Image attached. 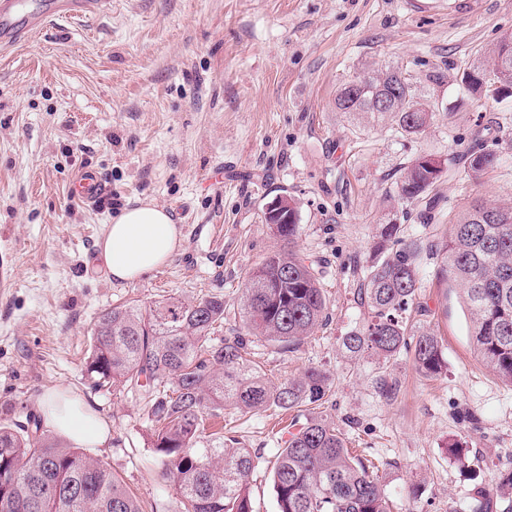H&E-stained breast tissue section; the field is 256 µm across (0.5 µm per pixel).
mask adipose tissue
Here are the masks:
<instances>
[{
	"instance_id": "obj_1",
	"label": "adipose tissue",
	"mask_w": 512,
	"mask_h": 512,
	"mask_svg": "<svg viewBox=\"0 0 512 512\" xmlns=\"http://www.w3.org/2000/svg\"><path fill=\"white\" fill-rule=\"evenodd\" d=\"M180 231L165 208L143 204L117 213L98 247L108 274L132 282L165 265L179 246ZM40 411L51 433L80 448L109 445L112 431L82 396L56 387L40 399Z\"/></svg>"
}]
</instances>
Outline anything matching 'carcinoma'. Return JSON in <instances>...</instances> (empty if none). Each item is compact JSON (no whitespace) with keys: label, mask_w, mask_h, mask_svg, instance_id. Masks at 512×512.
I'll use <instances>...</instances> for the list:
<instances>
[{"label":"carcinoma","mask_w":512,"mask_h":512,"mask_svg":"<svg viewBox=\"0 0 512 512\" xmlns=\"http://www.w3.org/2000/svg\"><path fill=\"white\" fill-rule=\"evenodd\" d=\"M512 78V36L492 50L483 66L460 76L471 95L489 92L488 77ZM429 71L406 78L396 68L357 76L336 95V110L374 118L383 93L392 97L388 113L393 132L418 136L434 113L421 85L436 83ZM492 151L466 156L472 175L494 167ZM447 172L437 158H411L396 180L398 199L421 205V215L437 206L431 196ZM288 224H271L273 234L293 245L300 211L289 196L281 199ZM421 242L400 236V225H380L376 255L367 268L359 299L366 309L362 325L342 338L352 361L373 365L376 394L395 398L399 386L391 366L405 354L422 375L447 370L441 339L417 330L407 313L417 301ZM438 273L461 287L470 315V337L477 356L512 385V207L477 202L459 222L441 253ZM242 327L235 336H218L224 298L208 296L186 303L176 297L136 301L104 311L93 333L84 375L97 388L126 387L151 397L152 445L162 474L179 498V512H255L251 477L260 464L248 448L205 435L206 420L229 409L239 413L297 411L304 421L277 449L272 483L277 512H392L391 500L371 461L351 455L335 421L323 413L334 386L327 371L310 367L297 378L273 382L250 358L249 338H260L283 353L327 319V301L316 271L294 250L266 256L251 273L239 299ZM0 512H142L139 501L99 459L81 448L48 438L34 414L0 423ZM472 512H512V472L492 490L478 486Z\"/></svg>","instance_id":"cac0c4a2"}]
</instances>
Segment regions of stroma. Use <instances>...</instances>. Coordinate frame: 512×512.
Wrapping results in <instances>:
<instances>
[{
	"label": "stroma",
	"instance_id": "1",
	"mask_svg": "<svg viewBox=\"0 0 512 512\" xmlns=\"http://www.w3.org/2000/svg\"><path fill=\"white\" fill-rule=\"evenodd\" d=\"M512 35V0H112L79 25L49 24L0 54V419L38 411L57 386L76 390L112 429L87 447L135 494L144 512H177L173 487L150 444L142 391L91 388L83 375L97 321L132 300L223 296L224 335L241 324L249 273L283 243L263 220L285 193L301 210L295 251L317 272L329 320L292 353L252 343L273 381L319 367L335 380V420L348 447L379 465L392 512H469L477 484L512 469V386L482 365L456 285L422 262L414 322L440 337L448 362L437 378L409 359L394 368L391 401L371 367L347 360L340 339L364 316L357 292L375 255L378 224L394 213L402 237L439 248L455 218L479 201L512 205V96L474 98L464 68ZM419 76L435 108L421 135L358 124L337 112L338 89L386 67ZM499 153L472 177L468 150ZM426 153L452 159L431 221L398 200L394 179ZM97 171L109 197L90 207L69 188ZM152 203L181 231L170 261L133 282L108 276L98 254L113 215ZM283 412L224 417L225 435L259 454L255 512H276L270 462Z\"/></svg>",
	"mask_w": 512,
	"mask_h": 512
}]
</instances>
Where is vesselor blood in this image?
I'll list each match as a JSON object with an SVG mask.
<instances>
[{
  "instance_id": "1",
  "label": "vessel or blood",
  "mask_w": 512,
  "mask_h": 512,
  "mask_svg": "<svg viewBox=\"0 0 512 512\" xmlns=\"http://www.w3.org/2000/svg\"><path fill=\"white\" fill-rule=\"evenodd\" d=\"M112 0H0V51L30 39L37 30L59 19H88L106 12ZM105 192L98 173L83 171L72 194L79 201L97 203Z\"/></svg>"
}]
</instances>
